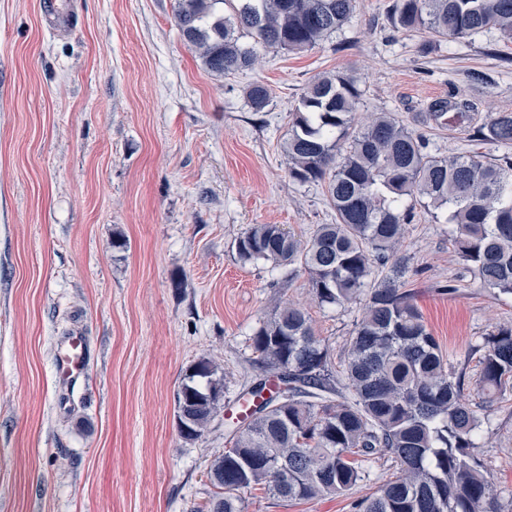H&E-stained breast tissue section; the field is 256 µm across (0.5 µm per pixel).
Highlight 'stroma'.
<instances>
[{
  "mask_svg": "<svg viewBox=\"0 0 512 512\" xmlns=\"http://www.w3.org/2000/svg\"><path fill=\"white\" fill-rule=\"evenodd\" d=\"M41 0H0V512H194L213 488L207 465L237 424L239 394L258 382L249 338L282 301L306 305L341 371L364 303H312L305 272L275 286L242 263L241 235L281 224L307 238L336 213L321 183L288 174L292 111L316 77L360 81V116L415 125L437 99L512 112V40L442 41L393 28V0H355L331 39L302 52L259 48V63L208 72L175 23L176 0H56L72 13L51 28ZM430 43V42H429ZM481 73L487 83L471 81ZM271 91L252 111L244 91ZM433 153L493 161L503 147L470 129L424 126ZM447 212L415 207L396 253L377 267L414 295L449 352L463 395L483 419L478 458L512 512V392L476 385L479 344L512 325V294L464 270ZM87 340L83 385L62 389L56 342ZM215 361L224 397L209 428L183 440L175 397L187 370ZM374 459L348 494L279 502L245 490V512H355L395 477Z\"/></svg>",
  "mask_w": 512,
  "mask_h": 512,
  "instance_id": "stroma-1",
  "label": "stroma"
}]
</instances>
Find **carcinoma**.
Masks as SVG:
<instances>
[{
  "mask_svg": "<svg viewBox=\"0 0 512 512\" xmlns=\"http://www.w3.org/2000/svg\"><path fill=\"white\" fill-rule=\"evenodd\" d=\"M178 0L175 24L189 48L215 75L252 69L265 46L303 51L351 20L353 0ZM389 18L403 31L426 30L435 41L496 33L512 39V0H393ZM362 91L338 73L312 81L295 107L285 144L288 173L299 184L328 181L336 223L319 224L301 240L281 224H254L237 241L243 263L259 260L293 276H308L312 300L343 307L367 294L343 362L344 388L336 390L330 348L317 336L307 310L276 306L251 336L253 365L277 376L284 388L263 396L232 432L212 465L216 488L195 512H244L243 489H262L283 501L344 495L366 478L362 462L390 454L401 474L357 512H500L493 483L475 454L481 420L463 396L446 354L428 330L411 293L393 281L373 283L374 265L396 253L412 209L424 198L449 210L451 241L467 269L488 287L512 293V156L486 162L473 155L439 157L427 139L387 112L354 124ZM250 108L262 112L270 90L249 84ZM471 100L440 99L427 119L438 125L472 119ZM474 136L512 146V112H489ZM477 384L493 399L512 391V326L480 347ZM212 361L185 374L176 396L186 441L199 438L222 396ZM336 398H331V395Z\"/></svg>",
  "mask_w": 512,
  "mask_h": 512,
  "instance_id": "obj_1",
  "label": "carcinoma"
}]
</instances>
